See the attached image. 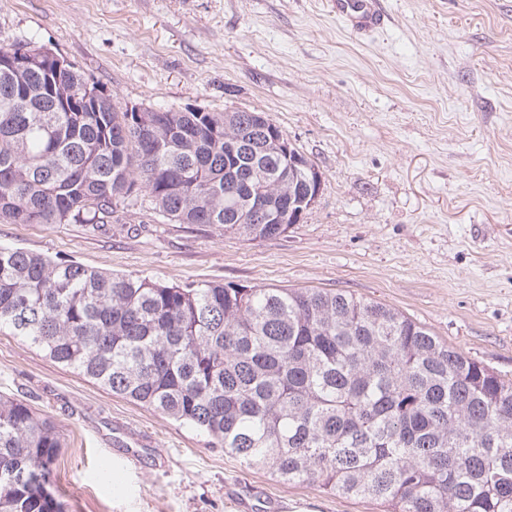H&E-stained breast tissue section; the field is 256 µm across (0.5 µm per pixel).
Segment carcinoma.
Wrapping results in <instances>:
<instances>
[{
    "mask_svg": "<svg viewBox=\"0 0 512 512\" xmlns=\"http://www.w3.org/2000/svg\"><path fill=\"white\" fill-rule=\"evenodd\" d=\"M0 47V223L110 224L143 196L162 217L249 240L300 208L260 112H133L85 74ZM107 391L191 426L284 483L392 512H512V382L394 308L344 291L166 284L0 246V329ZM54 424L0 397V512H65Z\"/></svg>",
    "mask_w": 512,
    "mask_h": 512,
    "instance_id": "cac0c4a2",
    "label": "carcinoma"
}]
</instances>
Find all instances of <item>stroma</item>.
I'll list each match as a JSON object with an SVG mask.
<instances>
[{
  "label": "stroma",
  "instance_id": "35a3bbf8",
  "mask_svg": "<svg viewBox=\"0 0 512 512\" xmlns=\"http://www.w3.org/2000/svg\"><path fill=\"white\" fill-rule=\"evenodd\" d=\"M326 0H0V44L44 45L119 108L264 113L318 168L297 224L248 240L157 215L3 224L0 246L169 284L345 291L512 381V0H384L352 36ZM0 395L56 425L66 512H388L285 484L203 433L0 331Z\"/></svg>",
  "mask_w": 512,
  "mask_h": 512
}]
</instances>
